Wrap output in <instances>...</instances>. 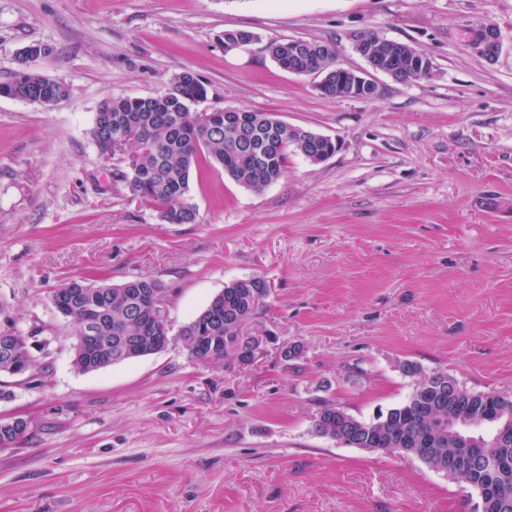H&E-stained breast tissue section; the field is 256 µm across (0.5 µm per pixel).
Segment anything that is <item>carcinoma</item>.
Instances as JSON below:
<instances>
[{
	"instance_id": "1",
	"label": "carcinoma",
	"mask_w": 512,
	"mask_h": 512,
	"mask_svg": "<svg viewBox=\"0 0 512 512\" xmlns=\"http://www.w3.org/2000/svg\"><path fill=\"white\" fill-rule=\"evenodd\" d=\"M396 79L421 78L420 71L409 60L389 64ZM209 86L191 71L184 70L170 80L168 92L157 96L119 97L104 102L94 118L91 137L100 153H111L113 136L124 135L122 154L125 169L116 172L130 194L145 201L160 213L168 224H194L196 206L188 197L193 169L200 157L208 158L217 170L253 191H262L284 174L291 153L303 154L301 146L288 139V124L267 113L234 110L243 116L242 125H224V108H212L199 115L195 107L208 100ZM68 85L62 78H51L25 68L0 83V97L21 99L40 104L63 100ZM141 288L163 286L156 280L137 278L121 285L93 280H71L54 292L65 303L70 294L82 297L67 308V318L75 334L83 331V318L98 319V351H115L126 339H145L141 355L154 353L146 339L160 335L161 328L150 319L151 307H137L135 300ZM265 300L254 295L245 280L224 287L180 334L186 336L185 350L190 358L203 364L219 365L237 351H250L244 337V325L254 318ZM403 372L416 379L413 392L401 405L379 413L370 421H361L341 408L329 414L324 406L314 419L315 431L345 445L372 451L395 453L398 440L405 438L411 455L437 472L448 469V459L460 452L453 439L437 437L429 432L428 419L456 403L453 387L458 381L444 372L423 373L420 366L407 362ZM467 394L466 402L478 425L496 428L497 411L488 405L491 393L473 392L459 386ZM474 438L484 443L481 457L471 469L453 477L470 487L492 485L496 501L491 512H512V445L493 442V433L470 429Z\"/></svg>"
}]
</instances>
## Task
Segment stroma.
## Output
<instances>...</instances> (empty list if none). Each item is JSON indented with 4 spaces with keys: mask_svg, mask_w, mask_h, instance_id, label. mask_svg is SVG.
Listing matches in <instances>:
<instances>
[{
    "mask_svg": "<svg viewBox=\"0 0 512 512\" xmlns=\"http://www.w3.org/2000/svg\"><path fill=\"white\" fill-rule=\"evenodd\" d=\"M501 35L494 60L476 36ZM258 42L225 49L224 33ZM406 43L429 76L370 71L356 42ZM334 45L371 98H329L266 42ZM65 79L45 107L0 97V330L41 369L0 375V512H471L476 491L419 459L320 436L327 404L361 420L403 403L417 363L512 397V0H0V82L28 63ZM189 70L207 108L265 112L338 144L293 155L246 189L199 159L193 224H167L115 177L90 135L105 101L168 91ZM147 277L165 289V350L74 369L68 280ZM264 279L273 341L250 367L191 360L177 336L224 286ZM300 343V358L280 354Z\"/></svg>",
    "mask_w": 512,
    "mask_h": 512,
    "instance_id": "35a3bbf8",
    "label": "stroma"
}]
</instances>
